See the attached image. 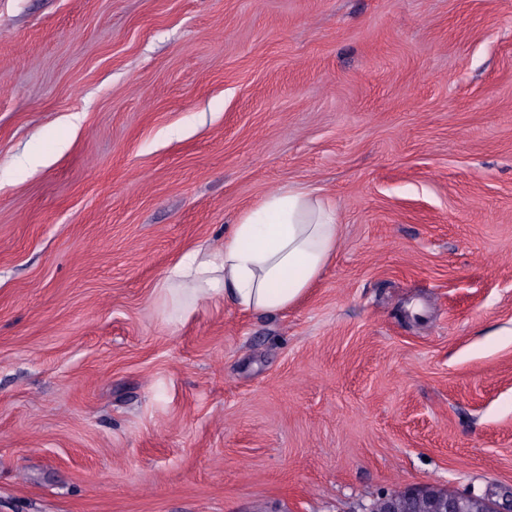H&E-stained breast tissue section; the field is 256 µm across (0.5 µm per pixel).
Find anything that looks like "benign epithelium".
I'll use <instances>...</instances> for the list:
<instances>
[{"label":"benign epithelium","mask_w":512,"mask_h":512,"mask_svg":"<svg viewBox=\"0 0 512 512\" xmlns=\"http://www.w3.org/2000/svg\"><path fill=\"white\" fill-rule=\"evenodd\" d=\"M367 512H512V490L493 498L441 484L408 486L380 494Z\"/></svg>","instance_id":"7a95c632"}]
</instances>
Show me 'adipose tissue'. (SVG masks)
Instances as JSON below:
<instances>
[{"instance_id":"adipose-tissue-1","label":"adipose tissue","mask_w":512,"mask_h":512,"mask_svg":"<svg viewBox=\"0 0 512 512\" xmlns=\"http://www.w3.org/2000/svg\"><path fill=\"white\" fill-rule=\"evenodd\" d=\"M339 241L327 198L301 186L281 188L242 213L218 247L184 256L161 287L175 299L221 296L246 312L282 311L307 294Z\"/></svg>"}]
</instances>
